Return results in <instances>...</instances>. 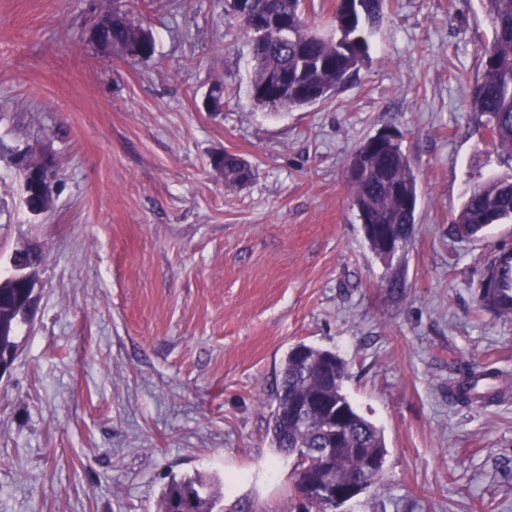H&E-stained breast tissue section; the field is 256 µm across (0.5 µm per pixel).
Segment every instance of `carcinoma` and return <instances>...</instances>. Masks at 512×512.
Segmentation results:
<instances>
[{"mask_svg": "<svg viewBox=\"0 0 512 512\" xmlns=\"http://www.w3.org/2000/svg\"><path fill=\"white\" fill-rule=\"evenodd\" d=\"M254 8L288 23V36L271 28L264 33L252 29L248 20L233 12L239 26L254 45L255 66L250 88L258 90L276 74L289 76L288 86L275 96L252 97L261 108L285 110L329 98L350 82L370 59L366 31L382 16V0H343L332 16L333 34L324 37L311 31L303 19L305 0H253ZM493 40L480 51V70L469 89L470 110L488 117L486 128L493 145L512 156V0H480ZM137 25L122 8L112 11L109 37L112 47L123 44ZM224 185L237 187L249 182L252 167L235 154L224 153ZM362 170L359 179L348 180L353 203H361L399 237L408 239L415 211L404 209L394 193L398 186L416 190L409 161L401 144L377 149L371 145L356 155ZM512 220V175L491 177L478 184L454 219L457 232L475 237L485 222ZM498 287L488 289L479 309L494 315L512 316V254L501 251L489 266ZM23 289L0 277V356L14 355L20 324ZM347 375L335 352L298 343L287 353L281 368L280 386L269 416L274 447L297 459L292 472L293 496L305 499L306 512H336V505L322 494L328 485L342 486L366 476L369 457H385L384 438L378 428L359 414L343 393ZM502 373L469 368L448 387L455 403H491L499 398L496 381ZM308 405L306 418L291 415L293 404ZM348 415L341 440L330 421L337 404ZM223 484L201 473L172 477L161 492L156 512H223Z\"/></svg>", "mask_w": 512, "mask_h": 512, "instance_id": "cac0c4a2", "label": "carcinoma"}]
</instances>
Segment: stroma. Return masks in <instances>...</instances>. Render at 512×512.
I'll return each instance as SVG.
<instances>
[{
  "mask_svg": "<svg viewBox=\"0 0 512 512\" xmlns=\"http://www.w3.org/2000/svg\"><path fill=\"white\" fill-rule=\"evenodd\" d=\"M114 0H0V270L41 249L37 305L0 379V512H155L171 476L224 478V512H296L268 433L300 342L346 363L384 477L339 512H512V390L448 397L478 365L512 383V316L478 309L512 222L463 238L472 188L512 174L468 109L492 28L480 0H384L370 62L331 98L270 111L227 0H124L151 57L99 48ZM223 86L222 111L205 100ZM416 183L412 238L367 242L347 183L378 132ZM254 170L224 185V153ZM48 167L31 214L16 161Z\"/></svg>",
  "mask_w": 512,
  "mask_h": 512,
  "instance_id": "stroma-1",
  "label": "stroma"
}]
</instances>
